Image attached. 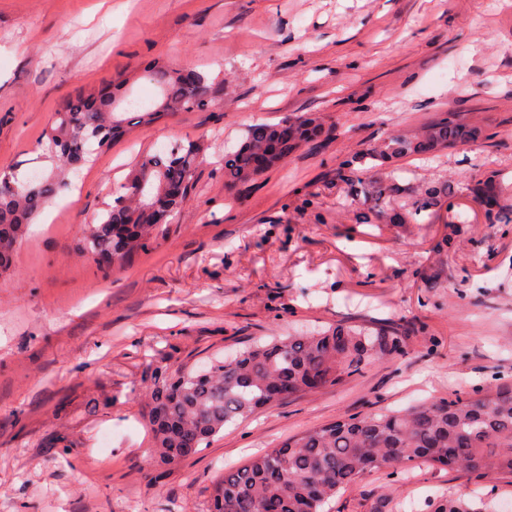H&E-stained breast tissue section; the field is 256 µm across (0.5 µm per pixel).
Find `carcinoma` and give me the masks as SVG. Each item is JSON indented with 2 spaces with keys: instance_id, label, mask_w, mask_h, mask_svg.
<instances>
[{
  "instance_id": "cac0c4a2",
  "label": "carcinoma",
  "mask_w": 512,
  "mask_h": 512,
  "mask_svg": "<svg viewBox=\"0 0 512 512\" xmlns=\"http://www.w3.org/2000/svg\"><path fill=\"white\" fill-rule=\"evenodd\" d=\"M145 73L161 88L155 112L133 115L115 111L116 96L107 94L95 105L82 98L68 101L57 112L44 141L54 156L66 162H89L112 145L122 128L136 121L151 122L171 112L202 110L211 103L208 92L218 78L198 72L151 65ZM297 135L275 142L274 125L251 127L244 142L224 155V184L236 186L260 173L251 167L253 150L274 145L271 164L293 147L321 132L312 118L294 117ZM475 137V132L448 120L429 138L431 144ZM426 143L396 136L378 156L418 153ZM203 160L193 142L141 156L126 181L112 191L113 200L98 216L99 224L84 238L83 251L98 260L112 256L121 266L156 242L163 224L171 223L182 198L164 202L149 216L135 200L133 188L143 184L159 193L166 182L192 188ZM68 190L55 173L22 181L0 171V272L9 268L14 252L26 238L29 225L54 198ZM407 337L398 328L336 326L313 332L253 342L231 359H214L206 368L157 365L147 418L162 464L184 460L208 445L224 426L297 394L338 385L372 363L406 353ZM425 460L474 478L488 471L512 475V388L474 392L426 401L403 410L371 411L342 417L290 436L278 448L254 456L245 465L224 472L211 494L210 512H325L336 493L366 469L399 473ZM433 512H491L483 499L465 501L444 497Z\"/></svg>"
}]
</instances>
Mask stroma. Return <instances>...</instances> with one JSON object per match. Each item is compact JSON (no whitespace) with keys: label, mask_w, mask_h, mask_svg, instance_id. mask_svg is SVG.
<instances>
[{"label":"stroma","mask_w":512,"mask_h":512,"mask_svg":"<svg viewBox=\"0 0 512 512\" xmlns=\"http://www.w3.org/2000/svg\"><path fill=\"white\" fill-rule=\"evenodd\" d=\"M151 63L224 86L68 170L73 191L0 273V512H208L226 469L309 428L512 385V223L488 220L512 211V0H0V169L44 174L54 113L111 81L153 107ZM448 112L485 138L373 157ZM301 114L323 132L225 187L248 128ZM177 140L203 148L194 189L149 251L103 272L81 250L89 224L136 157ZM357 324L401 328L406 353L225 426L157 478L152 367ZM474 491L512 503V476L371 470L328 512Z\"/></svg>","instance_id":"obj_1"}]
</instances>
